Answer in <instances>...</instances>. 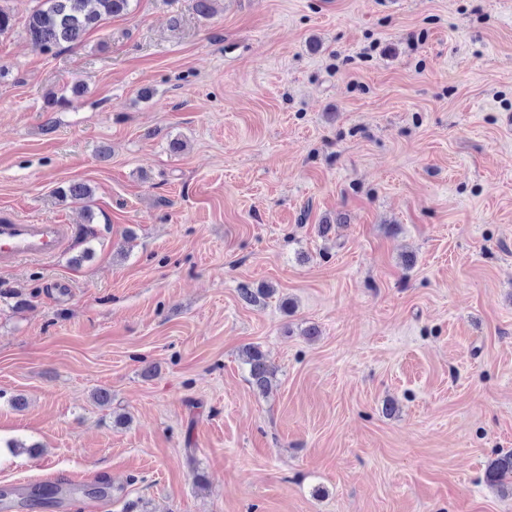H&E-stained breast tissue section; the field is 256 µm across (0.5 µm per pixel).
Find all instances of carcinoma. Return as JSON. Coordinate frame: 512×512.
<instances>
[{
	"mask_svg": "<svg viewBox=\"0 0 512 512\" xmlns=\"http://www.w3.org/2000/svg\"><path fill=\"white\" fill-rule=\"evenodd\" d=\"M130 0H41L37 9L26 18L25 31L34 48L50 52L63 46H74L101 21L120 15L129 8ZM63 203H85L93 195L91 186L84 182H71L55 190ZM245 364L249 366L250 383L265 392L274 375L272 366L263 352L255 347L244 348ZM487 482L502 493L512 494V453L492 460L486 471ZM60 489L51 485L40 486L28 493L26 505L41 506Z\"/></svg>",
	"mask_w": 512,
	"mask_h": 512,
	"instance_id": "obj_1",
	"label": "carcinoma"
}]
</instances>
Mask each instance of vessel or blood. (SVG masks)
<instances>
[{"instance_id": "obj_1", "label": "vessel or blood", "mask_w": 512, "mask_h": 512, "mask_svg": "<svg viewBox=\"0 0 512 512\" xmlns=\"http://www.w3.org/2000/svg\"><path fill=\"white\" fill-rule=\"evenodd\" d=\"M74 234L70 224H25L1 216L0 267L24 260H52L72 245Z\"/></svg>"}]
</instances>
